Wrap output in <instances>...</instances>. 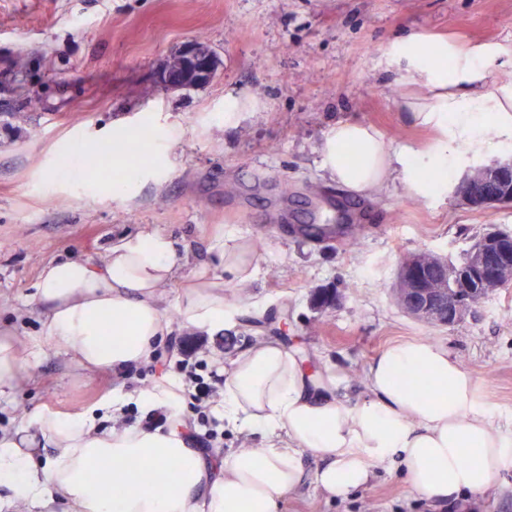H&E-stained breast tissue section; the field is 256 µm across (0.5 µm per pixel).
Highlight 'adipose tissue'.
Instances as JSON below:
<instances>
[{
  "mask_svg": "<svg viewBox=\"0 0 512 512\" xmlns=\"http://www.w3.org/2000/svg\"><path fill=\"white\" fill-rule=\"evenodd\" d=\"M435 54L451 58V68L434 65ZM385 60L408 87L404 111L436 137L422 149H395L374 126L337 120L320 155L322 169L339 184L372 196L400 183L425 197L447 187L453 145L477 150L496 138L512 139V45L462 51L409 32L387 45ZM216 249L226 281L200 273L176 302L184 325L211 334L236 324L225 282L250 280L258 262L254 246L233 235L219 239ZM175 268L174 246L157 232L120 239L98 264L47 265L31 300L43 332L23 350L11 334L0 336V392L30 377L40 355L59 346L89 371L149 360L171 331L160 300ZM224 375V420L238 432L261 435L260 448L228 452L220 465H210L184 435L175 381L138 399L142 408L167 411L164 431L103 430L87 413L67 418L34 410L20 419L24 440L0 435V487L8 490V503L27 512H53L60 500L69 512H277L301 485L307 454L321 463L316 487L331 497L365 486L375 466L395 462L439 508L498 488L512 468V432L481 403L472 374L438 344L387 346L366 372L364 397L352 404L337 396L335 374L311 384L292 352L264 340L232 359ZM411 376L431 383L434 396L409 389ZM39 439L55 446L56 455L36 461L31 445ZM174 462L181 470L171 471ZM102 469L111 485L93 480Z\"/></svg>",
  "mask_w": 512,
  "mask_h": 512,
  "instance_id": "adipose-tissue-1",
  "label": "adipose tissue"
}]
</instances>
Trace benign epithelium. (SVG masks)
<instances>
[{"mask_svg":"<svg viewBox=\"0 0 512 512\" xmlns=\"http://www.w3.org/2000/svg\"><path fill=\"white\" fill-rule=\"evenodd\" d=\"M179 54L191 62L194 71L167 65L161 83L169 88H183L192 75L200 84L214 78L219 59L214 51L190 41ZM512 186V166L493 164L483 167L479 188H463L465 200L477 207L501 203V192ZM434 268L448 269V259L430 252L405 257L398 272L396 298L404 312L413 319L440 326H452L482 299L498 290L502 282H512V235L489 231L469 249L467 261L454 274L458 287L448 288V278H434Z\"/></svg>","mask_w":512,"mask_h":512,"instance_id":"7a95c632","label":"benign epithelium"}]
</instances>
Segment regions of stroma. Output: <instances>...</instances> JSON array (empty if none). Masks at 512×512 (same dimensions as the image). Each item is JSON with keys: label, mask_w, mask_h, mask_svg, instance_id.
Listing matches in <instances>:
<instances>
[{"label": "stroma", "mask_w": 512, "mask_h": 512, "mask_svg": "<svg viewBox=\"0 0 512 512\" xmlns=\"http://www.w3.org/2000/svg\"><path fill=\"white\" fill-rule=\"evenodd\" d=\"M411 30L460 48L511 43L512 0H0L1 330L26 346L41 331L27 301L44 265L98 261L120 236L157 231L173 241L180 267L161 300L170 314L196 274L223 279L214 263L222 235L249 240L259 253L254 278L224 293L238 309L236 326L215 334L174 327L152 361L125 373L89 375L63 348L50 350L30 382L0 398V431L22 411L73 415L114 393L128 399L122 422L144 424L149 414L137 396L180 378L187 361L215 385L212 407L183 404L189 432L205 436L198 450L215 459L255 447L225 427L216 405L225 363L257 338L295 350L310 372H335L348 403L363 397L366 370L390 343L445 346L511 430L512 287L451 327L413 320L393 289L404 256L454 260L486 230L512 231V206L476 209L462 199L473 168L512 162V144L461 156L445 194L429 198L400 186L366 197L320 166L321 142L339 119L373 125L394 146L432 140V129L403 112L399 76L384 65L388 43ZM196 39L216 52V78L165 88L161 71ZM228 97L253 106L232 127L224 123ZM170 125L181 130L179 142L167 163L147 166L157 150L153 128ZM128 128L147 144L127 157L139 172L129 191L113 194L98 169L57 175L71 148L104 151ZM328 213L335 223L364 225L362 246L290 230ZM317 466L304 458L307 478L278 512H431L398 467L377 468L368 486L335 499L316 489Z\"/></svg>", "instance_id": "1"}]
</instances>
